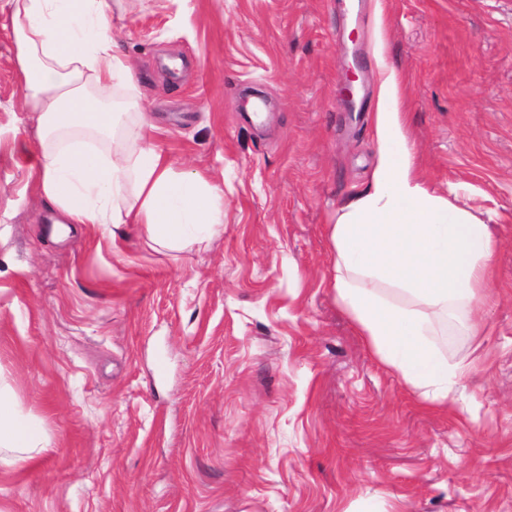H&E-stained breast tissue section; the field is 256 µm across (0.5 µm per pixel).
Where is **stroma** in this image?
Returning <instances> with one entry per match:
<instances>
[{
    "mask_svg": "<svg viewBox=\"0 0 512 512\" xmlns=\"http://www.w3.org/2000/svg\"><path fill=\"white\" fill-rule=\"evenodd\" d=\"M124 7L112 33L159 145L223 187L224 227L179 249L138 224L56 236L0 26V386L46 446L22 468L0 450V512H512V0ZM383 69L420 182L494 217L482 335L434 325L475 364L444 408L332 286L327 226L371 178Z\"/></svg>",
    "mask_w": 512,
    "mask_h": 512,
    "instance_id": "35a3bbf8",
    "label": "stroma"
}]
</instances>
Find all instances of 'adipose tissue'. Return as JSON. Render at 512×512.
<instances>
[{"instance_id": "ef3b65f1", "label": "adipose tissue", "mask_w": 512, "mask_h": 512, "mask_svg": "<svg viewBox=\"0 0 512 512\" xmlns=\"http://www.w3.org/2000/svg\"><path fill=\"white\" fill-rule=\"evenodd\" d=\"M122 0H0L18 49L24 89L37 115L41 152L33 174L42 195L68 224H140L154 243L181 245L192 232L219 234L224 190L198 174L176 172L150 139L148 113L100 108L88 85L126 86L109 16ZM395 73L379 83L374 116L378 144L371 180L336 212L333 286L373 353L408 385L444 403L472 370L449 362L430 343L434 320L468 312L471 335L493 278L488 220L424 187L406 147ZM404 293L395 301L383 296ZM38 430L0 393V447L21 449L28 463Z\"/></svg>"}]
</instances>
